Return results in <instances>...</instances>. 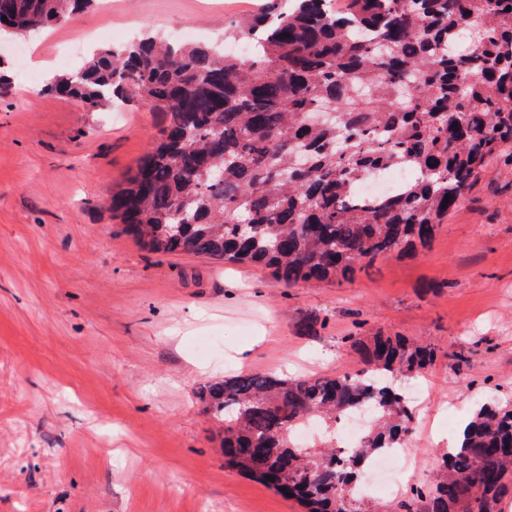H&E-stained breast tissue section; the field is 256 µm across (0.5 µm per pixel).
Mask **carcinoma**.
Wrapping results in <instances>:
<instances>
[{
	"label": "carcinoma",
	"instance_id": "cac0c4a2",
	"mask_svg": "<svg viewBox=\"0 0 512 512\" xmlns=\"http://www.w3.org/2000/svg\"><path fill=\"white\" fill-rule=\"evenodd\" d=\"M95 3L0 0V35L31 34ZM509 6L267 0L228 28L251 43L248 57L145 32L93 51L44 90L92 112L118 100L164 115L110 205L150 251L261 267L288 287L350 280L384 254L429 246L484 166L512 161ZM321 109L335 120L309 123ZM388 171L404 174L396 188L360 197L362 182ZM352 345L376 378L242 372L206 386L207 411L224 422V467L290 492L308 512H495L512 485L507 405L477 408L423 508L357 495L371 458L407 447L412 407L392 380L424 374L436 351L380 333ZM360 409L372 426L341 454L336 419ZM313 418L328 431L318 449L292 440Z\"/></svg>",
	"mask_w": 512,
	"mask_h": 512
}]
</instances>
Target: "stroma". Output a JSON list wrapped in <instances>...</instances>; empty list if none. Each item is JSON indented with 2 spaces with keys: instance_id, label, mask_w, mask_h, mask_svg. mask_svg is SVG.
<instances>
[{
  "instance_id": "1",
  "label": "stroma",
  "mask_w": 512,
  "mask_h": 512,
  "mask_svg": "<svg viewBox=\"0 0 512 512\" xmlns=\"http://www.w3.org/2000/svg\"><path fill=\"white\" fill-rule=\"evenodd\" d=\"M244 3L257 13L265 0H102L0 42L15 84L0 100V512H306L225 469L224 425L199 391L240 371L359 369L355 332L437 351L412 423L416 488L434 486L448 439L479 405L512 404L510 165L488 164L429 248L348 281L288 288L265 269L154 253L113 219L108 200L163 116L138 104L91 112L43 84L79 65L72 45L119 46L144 30L236 52L224 29Z\"/></svg>"
}]
</instances>
